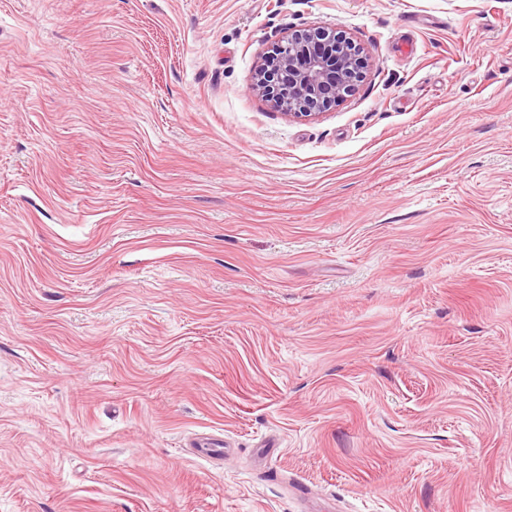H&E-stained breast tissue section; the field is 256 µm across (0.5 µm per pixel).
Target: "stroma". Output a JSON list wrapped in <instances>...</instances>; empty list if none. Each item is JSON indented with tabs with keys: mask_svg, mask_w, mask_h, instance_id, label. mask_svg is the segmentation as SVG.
<instances>
[{
	"mask_svg": "<svg viewBox=\"0 0 512 512\" xmlns=\"http://www.w3.org/2000/svg\"><path fill=\"white\" fill-rule=\"evenodd\" d=\"M0 512H512V0H0ZM272 54L277 65L259 69L252 90L296 118L316 116L352 95L368 66L363 48L335 25L290 33Z\"/></svg>",
	"mask_w": 512,
	"mask_h": 512,
	"instance_id": "obj_1",
	"label": "stroma"
}]
</instances>
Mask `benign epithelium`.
Masks as SVG:
<instances>
[{"label":"benign epithelium","mask_w":512,"mask_h":512,"mask_svg":"<svg viewBox=\"0 0 512 512\" xmlns=\"http://www.w3.org/2000/svg\"><path fill=\"white\" fill-rule=\"evenodd\" d=\"M273 57L277 65L259 69L252 90L296 118L313 117L352 95L368 66L363 48L334 25L289 34Z\"/></svg>","instance_id":"obj_1"}]
</instances>
